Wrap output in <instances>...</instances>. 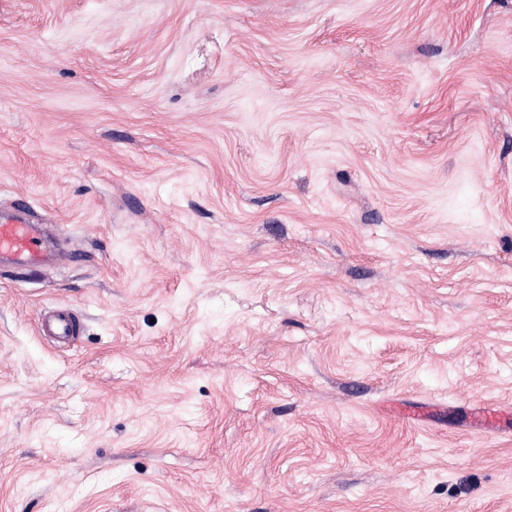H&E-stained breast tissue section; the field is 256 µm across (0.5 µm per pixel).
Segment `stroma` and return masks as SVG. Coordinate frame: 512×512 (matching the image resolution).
Wrapping results in <instances>:
<instances>
[{
  "mask_svg": "<svg viewBox=\"0 0 512 512\" xmlns=\"http://www.w3.org/2000/svg\"><path fill=\"white\" fill-rule=\"evenodd\" d=\"M17 199L0 512H512V0H0ZM0 258L28 270L40 268L45 262L40 226L21 216L0 220ZM40 329L44 336L63 339L74 335L76 322L65 308H60L56 314L42 321Z\"/></svg>",
  "mask_w": 512,
  "mask_h": 512,
  "instance_id": "stroma-1",
  "label": "stroma"
}]
</instances>
